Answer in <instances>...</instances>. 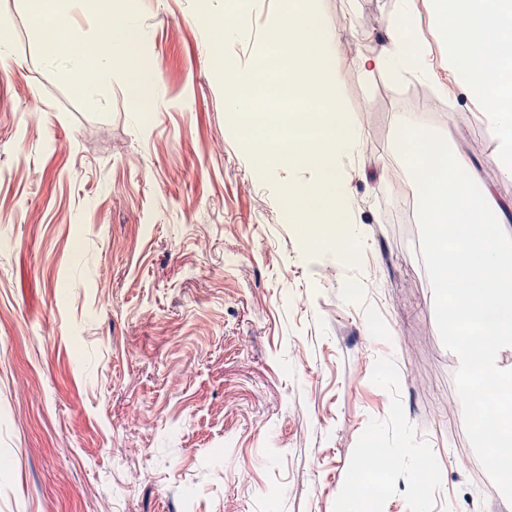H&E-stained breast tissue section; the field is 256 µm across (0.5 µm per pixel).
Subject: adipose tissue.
<instances>
[{
	"label": "adipose tissue",
	"mask_w": 512,
	"mask_h": 512,
	"mask_svg": "<svg viewBox=\"0 0 512 512\" xmlns=\"http://www.w3.org/2000/svg\"><path fill=\"white\" fill-rule=\"evenodd\" d=\"M430 19L442 38L448 70L474 101L479 118L498 141L495 165L512 174V0H429ZM109 33L90 41L63 32L47 48L51 60L62 61L71 80L85 96L98 93L100 76L125 62L132 39L146 33L135 13L108 7ZM417 17L414 0H400L398 16L379 52L360 56L357 67L364 73L385 71L394 78L408 75L433 79L432 65L419 42L408 33Z\"/></svg>",
	"instance_id": "adipose-tissue-1"
}]
</instances>
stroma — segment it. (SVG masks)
Segmentation results:
<instances>
[{
  "label": "stroma",
  "mask_w": 512,
  "mask_h": 512,
  "mask_svg": "<svg viewBox=\"0 0 512 512\" xmlns=\"http://www.w3.org/2000/svg\"><path fill=\"white\" fill-rule=\"evenodd\" d=\"M415 34L436 81L363 74L398 0H319L343 36L335 74L362 134L346 160L366 234L345 264L289 223L285 171L258 172L224 110L207 32L225 0H134L148 32L131 65L156 70L136 111L128 72L97 97L45 61L31 0H0L14 39L0 80V512H346L369 442L401 429L441 475L429 512H512L466 433L417 224L386 219L397 123L416 114L467 151L501 203L493 162L443 59L428 0ZM280 0H249L248 59ZM62 21L100 39L93 0ZM447 84L439 93L438 84ZM419 473L385 469L378 512H413Z\"/></svg>",
  "instance_id": "35a3bbf8"
}]
</instances>
